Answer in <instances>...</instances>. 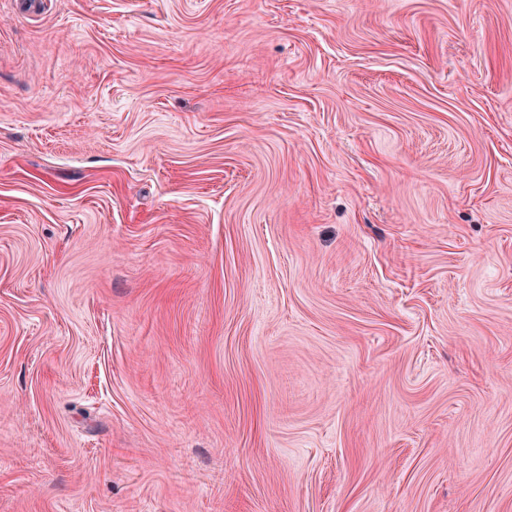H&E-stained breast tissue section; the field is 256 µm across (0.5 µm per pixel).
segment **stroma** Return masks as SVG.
I'll return each instance as SVG.
<instances>
[{"instance_id":"stroma-1","label":"stroma","mask_w":512,"mask_h":512,"mask_svg":"<svg viewBox=\"0 0 512 512\" xmlns=\"http://www.w3.org/2000/svg\"><path fill=\"white\" fill-rule=\"evenodd\" d=\"M0 512H512V0H0Z\"/></svg>"}]
</instances>
